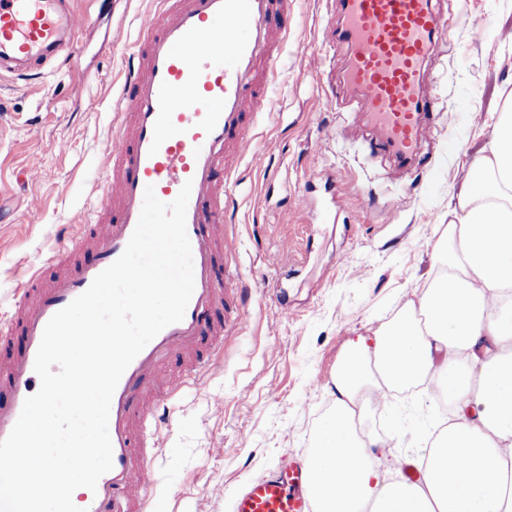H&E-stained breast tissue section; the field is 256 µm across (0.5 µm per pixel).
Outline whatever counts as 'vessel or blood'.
I'll list each match as a JSON object with an SVG mask.
<instances>
[{"mask_svg": "<svg viewBox=\"0 0 512 512\" xmlns=\"http://www.w3.org/2000/svg\"><path fill=\"white\" fill-rule=\"evenodd\" d=\"M327 27L345 50L341 86L366 105L379 138L374 149L415 161L431 128L435 99L425 91L428 66L446 18L433 0H338ZM87 24L68 0H0V76H36L49 60L66 64L65 43ZM288 33V0H156L140 23L118 93L120 122L107 148L110 175L99 206L104 219L90 237L64 226L51 258L58 273L35 272L20 290L12 318L0 324V440L18 420L40 380L34 361L50 318L88 289L125 250L138 223L146 187L171 202L192 190L186 231L194 290L180 322L164 328L137 355L113 394L108 430L113 466L86 499V512H146L163 423L138 406L154 385L165 397L184 389L223 352L225 308L247 322L243 290L225 276L235 239L225 219V189L254 150L251 118L281 74L276 35ZM91 246L92 259L65 269L71 252ZM19 349H11L13 336ZM187 355L184 376L165 378L162 364ZM311 475L288 464L242 487L234 512H314Z\"/></svg>", "mask_w": 512, "mask_h": 512, "instance_id": "1", "label": "vessel or blood"}]
</instances>
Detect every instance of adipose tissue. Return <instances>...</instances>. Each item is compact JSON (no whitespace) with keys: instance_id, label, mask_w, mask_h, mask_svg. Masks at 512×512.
Here are the masks:
<instances>
[{"instance_id":"ef3b65f1","label":"adipose tissue","mask_w":512,"mask_h":512,"mask_svg":"<svg viewBox=\"0 0 512 512\" xmlns=\"http://www.w3.org/2000/svg\"><path fill=\"white\" fill-rule=\"evenodd\" d=\"M439 275L397 325L348 344L336 371V413L306 463L317 512H512V111L469 169L448 209ZM432 380L451 417L418 483L391 478L384 439L356 433V406L383 385Z\"/></svg>"}]
</instances>
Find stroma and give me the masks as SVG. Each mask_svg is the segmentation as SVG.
Segmentation results:
<instances>
[{"label": "stroma", "instance_id": "35a3bbf8", "mask_svg": "<svg viewBox=\"0 0 512 512\" xmlns=\"http://www.w3.org/2000/svg\"><path fill=\"white\" fill-rule=\"evenodd\" d=\"M153 0H74L91 21L67 66L26 81L0 78V316L56 247L62 225L93 220L105 190V151L118 87ZM452 33L431 60L437 98L422 162L400 166L371 149L356 98L324 105L313 61L326 0H294L273 109L260 113L259 149L227 192L236 251L224 260L247 288L249 320L224 332V357L168 402L159 431L154 512H234L246 483L304 462L332 414L336 367L350 338L418 302L436 270L448 207L512 94V0H444ZM478 20L484 36L466 34ZM336 221H325L327 211ZM367 410L365 434H397L391 459L424 454L446 419L422 384L389 391Z\"/></svg>", "mask_w": 512, "mask_h": 512}]
</instances>
